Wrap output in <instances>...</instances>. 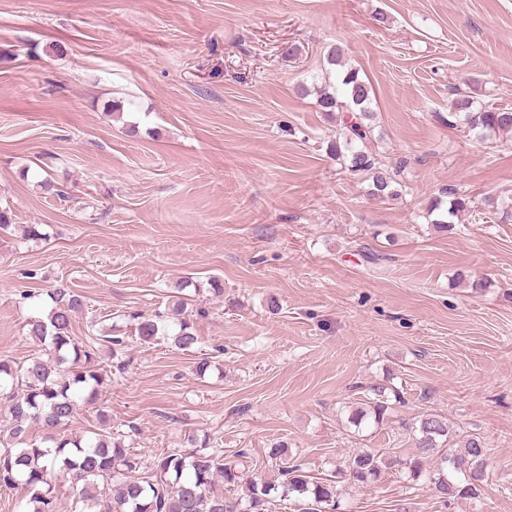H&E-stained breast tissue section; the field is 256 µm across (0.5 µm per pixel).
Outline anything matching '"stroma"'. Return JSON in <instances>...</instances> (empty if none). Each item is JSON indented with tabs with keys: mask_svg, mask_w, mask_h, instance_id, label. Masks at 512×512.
Listing matches in <instances>:
<instances>
[{
	"mask_svg": "<svg viewBox=\"0 0 512 512\" xmlns=\"http://www.w3.org/2000/svg\"><path fill=\"white\" fill-rule=\"evenodd\" d=\"M337 43L374 89L379 162L407 163L397 199L329 154L308 88ZM457 88L512 109V0H0V360L41 354L27 324L72 289L73 334L125 346L97 341L112 379L70 432L147 464L243 448L247 478L284 443L327 477L437 412L486 442L480 498L446 511L390 468L343 485L348 512H512V134L449 126ZM445 188L473 206L443 231ZM179 294L197 344L136 339ZM377 384L402 405L351 434Z\"/></svg>",
	"mask_w": 512,
	"mask_h": 512,
	"instance_id": "obj_1",
	"label": "stroma"
}]
</instances>
